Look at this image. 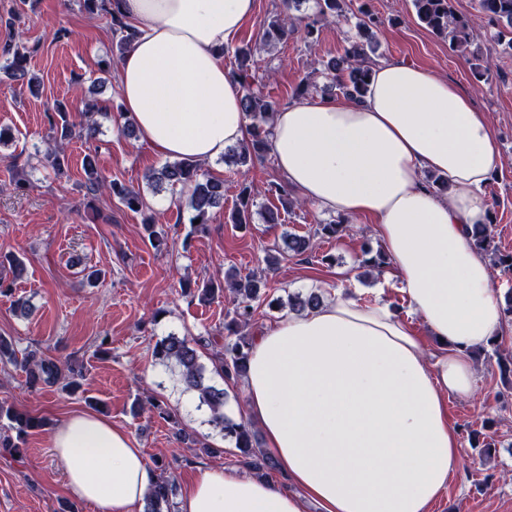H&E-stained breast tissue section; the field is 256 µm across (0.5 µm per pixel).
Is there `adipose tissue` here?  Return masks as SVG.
Wrapping results in <instances>:
<instances>
[{
    "mask_svg": "<svg viewBox=\"0 0 512 512\" xmlns=\"http://www.w3.org/2000/svg\"><path fill=\"white\" fill-rule=\"evenodd\" d=\"M116 7L138 32L117 81L140 143L199 162L242 143V90L220 50L256 0ZM268 152L300 198L370 220L411 316L337 293L254 336L245 416L283 481L207 470L184 487L180 512H432L461 462L448 400L473 394L471 353L503 319L489 263L469 243L490 220L491 125L456 83L380 61L362 100L305 96L274 112ZM51 446L69 494L100 512H136L153 484L129 431L98 416L71 415Z\"/></svg>",
    "mask_w": 512,
    "mask_h": 512,
    "instance_id": "ef3b65f1",
    "label": "adipose tissue"
}]
</instances>
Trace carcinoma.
Wrapping results in <instances>:
<instances>
[{"mask_svg": "<svg viewBox=\"0 0 512 512\" xmlns=\"http://www.w3.org/2000/svg\"><path fill=\"white\" fill-rule=\"evenodd\" d=\"M80 7L87 13L104 20L116 37L115 53L112 57L101 60L99 71L112 75V69L127 51L137 35L135 28L112 8L115 0H78ZM345 0H319V14L322 17L340 18L344 13ZM417 19L432 33L448 39L452 50L465 55L469 47L484 32L496 30L495 38H509L512 47V0H479L480 15L475 18L456 13L453 0H412ZM356 28L358 39L349 41L342 56L328 61L324 67L326 82L323 93L332 98L342 95L359 100L363 97L371 78L372 61L367 54L363 40L369 37L373 18L366 10H361ZM19 15L9 12L8 17L0 16V23L9 30V37L0 45V73L7 78L21 83L31 84L27 65L30 58L37 53L38 47L28 45L24 32L16 29ZM291 18L287 15L273 20L263 21L264 38L283 40L288 38ZM235 63L231 69L232 76L240 84L243 95L242 110L249 119L248 138L234 152L236 163L246 166L260 158L267 151L270 135L271 114L277 111V104L264 94L263 86L255 78L254 50L243 45L234 51ZM116 113L121 123L117 124L118 132L129 139L137 138L134 121L116 106ZM48 125L46 152L44 159L54 176L61 177L68 167V159L64 146L74 138L92 139L98 133V123L93 121L81 127L69 119V108L58 103L45 113ZM85 175L84 188L86 198L94 199L107 194L118 200V203L133 213L149 209L145 196L140 189L128 186L113 179L108 180L98 171L95 157L86 155L83 158ZM150 184L160 185L164 182L171 187H179L188 192V205L192 211L190 221H198L197 227L202 229L211 219L214 209L224 205V180L216 179L202 171L200 163L177 159L165 162L160 169L150 170L144 174ZM268 192L275 196L279 205L264 211L263 220L266 224L282 223L281 213L292 210L297 199L293 198L281 185L271 183ZM254 206L253 190L249 183L239 185L234 209L230 212V222L241 228L252 223V207ZM348 229V220L341 217L327 224H318L306 235L288 234L282 242H274L266 252L268 270L276 269L281 259L287 256H300L313 252V238L330 239L340 237ZM470 244L480 251L493 255L495 265L503 272H512V253L500 254L493 246L490 226L475 225L470 237ZM268 282L255 275H240L230 269L224 274V280L193 286L183 281L180 283L181 296L201 303L209 302L218 296L229 293L232 309L227 312L224 320V343L214 337H179L170 335L155 344L153 355L161 362L174 367L178 381L187 392L195 394L199 406L209 411V424L234 445L237 456L249 470L265 476L276 467L275 461L267 456L258 446L255 435L244 420H233L224 414V404L228 393L226 387L235 385L242 380L251 348V337L241 334V329L250 325L254 319L257 301L267 302L271 309L282 306L280 299H268L266 294ZM322 303L319 293L312 291L307 294H295L288 298V304L295 310L303 312L313 309ZM211 350L209 360L212 371L224 381V387L218 388L206 383L205 367L200 362V351ZM0 360H6L26 373V383L30 391L40 390L43 384H54L63 381V389L76 393L82 390L84 372L81 367L69 365L65 368L54 359L45 356L36 349L19 352L14 344L0 336ZM139 411H155L164 419L172 420L174 416L163 407L162 402L147 394L136 402ZM7 424L0 427V449L13 456L20 453L25 436L32 430L41 429L48 422L28 411H20L6 402H0V421ZM178 440L186 445L196 446V455L219 457L224 448L216 444H206L197 440L195 435L176 427ZM159 474L149 495L145 498L144 512H174L173 496L176 484L167 475L166 466L156 462Z\"/></svg>", "mask_w": 512, "mask_h": 512, "instance_id": "carcinoma-1", "label": "carcinoma"}]
</instances>
